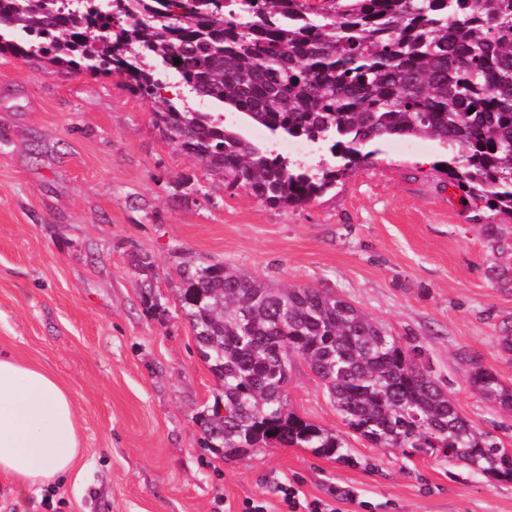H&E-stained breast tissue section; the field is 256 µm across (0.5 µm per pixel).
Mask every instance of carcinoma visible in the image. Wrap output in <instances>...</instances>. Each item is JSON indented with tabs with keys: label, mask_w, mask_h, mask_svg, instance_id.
Wrapping results in <instances>:
<instances>
[{
	"label": "carcinoma",
	"mask_w": 512,
	"mask_h": 512,
	"mask_svg": "<svg viewBox=\"0 0 512 512\" xmlns=\"http://www.w3.org/2000/svg\"><path fill=\"white\" fill-rule=\"evenodd\" d=\"M0 0V53L50 55L76 72L117 73L149 97L178 78L158 129L186 155L271 205L306 203L389 138L447 148L448 183L512 218V0ZM180 59L175 63L174 59ZM241 113L273 135L328 145L319 168L293 164L227 130ZM151 295L154 268L138 265ZM180 308L221 401L198 419L202 444L226 459L273 444L353 461L342 433L288 410L300 358L344 425L377 448L444 456L512 482V454L458 411L418 345L394 336L329 289L274 287L221 264L179 269ZM471 363L483 398L512 412V386Z\"/></svg>",
	"instance_id": "carcinoma-1"
}]
</instances>
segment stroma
I'll return each instance as SVG.
<instances>
[{
  "instance_id": "obj_1",
  "label": "stroma",
  "mask_w": 512,
  "mask_h": 512,
  "mask_svg": "<svg viewBox=\"0 0 512 512\" xmlns=\"http://www.w3.org/2000/svg\"><path fill=\"white\" fill-rule=\"evenodd\" d=\"M155 100L120 78L0 55V349L69 391L82 453L62 482L0 512H285L275 484L307 498L354 493L341 512H512V483L348 436L351 463L271 445L223 459L197 416L219 387L176 290L184 262L343 294L423 346L461 415L512 451V417L469 387V354L512 384V220L464 198L433 141H384L329 191L272 206L185 155L156 128ZM162 312L146 310L138 261ZM288 403L343 423L303 361Z\"/></svg>"
}]
</instances>
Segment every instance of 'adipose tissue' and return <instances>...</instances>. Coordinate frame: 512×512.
<instances>
[{
	"mask_svg": "<svg viewBox=\"0 0 512 512\" xmlns=\"http://www.w3.org/2000/svg\"><path fill=\"white\" fill-rule=\"evenodd\" d=\"M80 447L68 392L49 371L0 351V475L27 494L67 476Z\"/></svg>",
	"mask_w": 512,
	"mask_h": 512,
	"instance_id": "adipose-tissue-1",
	"label": "adipose tissue"
}]
</instances>
